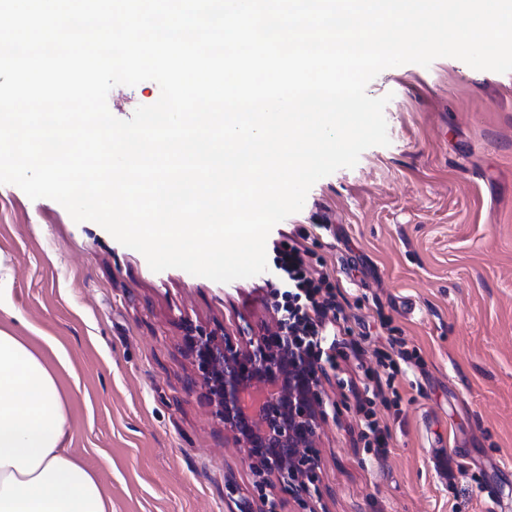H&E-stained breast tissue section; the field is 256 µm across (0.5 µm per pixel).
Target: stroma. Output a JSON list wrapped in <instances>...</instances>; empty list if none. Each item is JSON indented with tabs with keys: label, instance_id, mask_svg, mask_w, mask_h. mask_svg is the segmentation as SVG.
<instances>
[{
	"label": "stroma",
	"instance_id": "1",
	"mask_svg": "<svg viewBox=\"0 0 512 512\" xmlns=\"http://www.w3.org/2000/svg\"><path fill=\"white\" fill-rule=\"evenodd\" d=\"M388 146L318 180L279 230L306 246L345 296L359 353L327 367L341 403L317 440L322 512H512V77L441 57L372 79ZM156 82L111 89L131 118ZM0 329L41 351L68 396L69 447L96 471L111 512H260L243 449L205 398L188 326L239 338L273 321L264 275L219 283L145 257L59 203L0 184ZM417 350L394 388L392 339ZM374 410L391 438L361 435ZM464 469L447 481L446 457Z\"/></svg>",
	"mask_w": 512,
	"mask_h": 512
}]
</instances>
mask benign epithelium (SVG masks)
<instances>
[{"label": "benign epithelium", "instance_id": "1", "mask_svg": "<svg viewBox=\"0 0 512 512\" xmlns=\"http://www.w3.org/2000/svg\"><path fill=\"white\" fill-rule=\"evenodd\" d=\"M206 395L254 476L260 512H281L282 495L317 512L318 432L328 418L321 377L280 321L242 343L193 327L184 337Z\"/></svg>", "mask_w": 512, "mask_h": 512}]
</instances>
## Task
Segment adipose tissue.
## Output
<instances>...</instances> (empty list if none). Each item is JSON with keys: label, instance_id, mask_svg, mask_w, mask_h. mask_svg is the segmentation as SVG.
Listing matches in <instances>:
<instances>
[{"label": "adipose tissue", "instance_id": "obj_1", "mask_svg": "<svg viewBox=\"0 0 512 512\" xmlns=\"http://www.w3.org/2000/svg\"><path fill=\"white\" fill-rule=\"evenodd\" d=\"M68 400L43 357L0 330V512H108L67 447Z\"/></svg>", "mask_w": 512, "mask_h": 512}]
</instances>
